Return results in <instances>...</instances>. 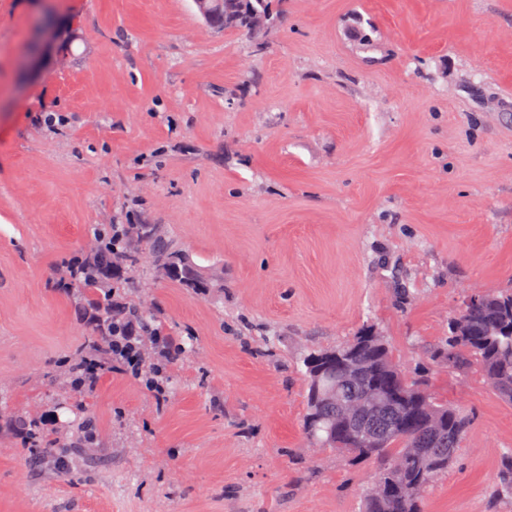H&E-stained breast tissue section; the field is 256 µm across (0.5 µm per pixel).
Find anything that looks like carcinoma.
Returning a JSON list of instances; mask_svg holds the SVG:
<instances>
[{"label": "carcinoma", "mask_w": 512, "mask_h": 512, "mask_svg": "<svg viewBox=\"0 0 512 512\" xmlns=\"http://www.w3.org/2000/svg\"><path fill=\"white\" fill-rule=\"evenodd\" d=\"M282 0H258L257 12L246 20L225 24L226 30L251 32L269 26ZM148 254L156 272L184 288L208 295L224 282L200 280L184 269V253L174 247L157 224L109 225L96 245L85 253L86 278L77 284L87 301L104 303L112 296V279L134 269ZM362 328L346 343L311 350L302 359L305 368L306 415L303 430L319 448L354 461L377 464L375 479L387 483L393 504L368 490L362 512H426L425 495L433 480L448 473L456 461L471 418L432 393L427 384L412 380L392 349ZM87 348L101 357L111 352L110 333L92 328ZM435 361L451 372L477 370L489 388L512 403V290L487 292L473 304L462 303L448 322V336L433 353ZM321 372L324 386L341 398L337 405L323 404L312 390L313 372ZM362 400L368 407L357 414L350 429L333 435L342 403ZM441 422L440 437L433 435V420ZM493 496H512V448L502 456Z\"/></svg>", "instance_id": "carcinoma-1"}]
</instances>
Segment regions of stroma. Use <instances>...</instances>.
<instances>
[{"mask_svg":"<svg viewBox=\"0 0 512 512\" xmlns=\"http://www.w3.org/2000/svg\"><path fill=\"white\" fill-rule=\"evenodd\" d=\"M109 224L224 276L218 298L122 276L185 347L161 406L60 365L90 328L62 263ZM507 288L512 0H287L257 34L192 0H0V512H360L375 465L308 446L302 358L367 323L472 418L427 512H512L490 496L512 404L428 358ZM19 417L66 433L65 465Z\"/></svg>","mask_w":512,"mask_h":512,"instance_id":"obj_1","label":"stroma"}]
</instances>
